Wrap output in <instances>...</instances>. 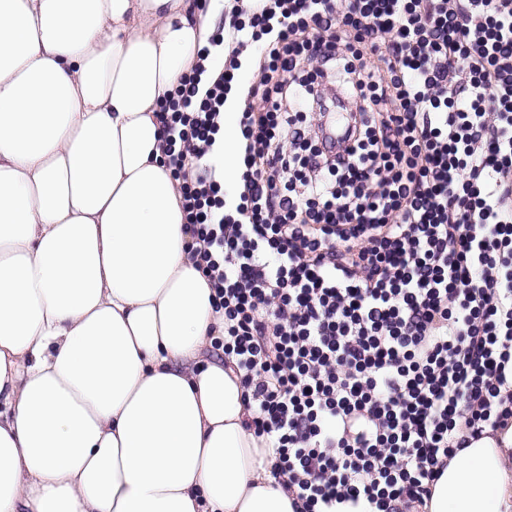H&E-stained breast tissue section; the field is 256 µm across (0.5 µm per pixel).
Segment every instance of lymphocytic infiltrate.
Here are the masks:
<instances>
[{
    "label": "lymphocytic infiltrate",
    "instance_id": "f902f5d3",
    "mask_svg": "<svg viewBox=\"0 0 512 512\" xmlns=\"http://www.w3.org/2000/svg\"><path fill=\"white\" fill-rule=\"evenodd\" d=\"M161 111L213 346L294 512H421L512 423V0H235ZM242 58L248 63V67H243L244 70L242 69V81L239 85V93L234 92L229 95L224 104V187L228 190L229 202L238 196L236 188L242 182L237 166V160L242 152L243 142L238 133L236 123V118L240 114L242 107L239 94L243 96L245 108L248 104L246 98L247 89L257 77L260 65V55L255 52L246 51L241 56V59Z\"/></svg>",
    "mask_w": 512,
    "mask_h": 512
}]
</instances>
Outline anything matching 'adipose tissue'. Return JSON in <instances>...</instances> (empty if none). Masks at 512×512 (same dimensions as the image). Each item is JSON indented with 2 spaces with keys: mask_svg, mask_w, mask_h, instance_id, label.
<instances>
[{
  "mask_svg": "<svg viewBox=\"0 0 512 512\" xmlns=\"http://www.w3.org/2000/svg\"><path fill=\"white\" fill-rule=\"evenodd\" d=\"M212 23L192 0H0V512H292L203 354L221 317L162 163L161 106ZM423 512H512V425Z\"/></svg>",
  "mask_w": 512,
  "mask_h": 512,
  "instance_id": "obj_1",
  "label": "adipose tissue"
}]
</instances>
